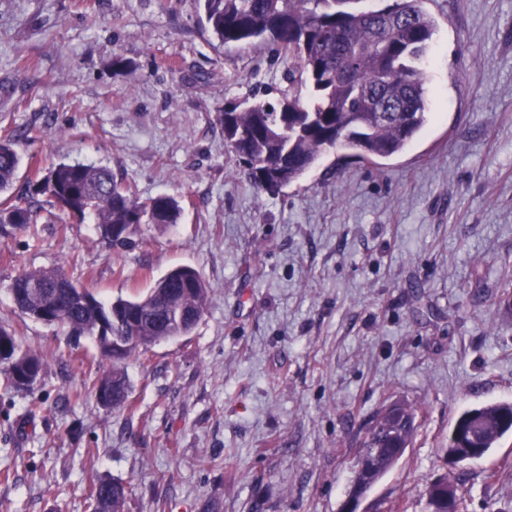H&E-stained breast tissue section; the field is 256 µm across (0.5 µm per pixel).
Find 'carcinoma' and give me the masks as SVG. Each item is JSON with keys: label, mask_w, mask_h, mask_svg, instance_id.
Listing matches in <instances>:
<instances>
[{"label": "carcinoma", "mask_w": 512, "mask_h": 512, "mask_svg": "<svg viewBox=\"0 0 512 512\" xmlns=\"http://www.w3.org/2000/svg\"><path fill=\"white\" fill-rule=\"evenodd\" d=\"M202 24L224 45L269 46L288 59V93L274 104L252 95L228 101L217 121L224 142L245 168L253 187L274 194L301 179L332 148L357 160L376 162L401 154L430 121L431 107L424 67L431 59L439 28L429 0H392L368 10L351 7L356 0H201ZM309 89L301 98L293 86ZM19 134L0 138V195L9 193L20 156ZM30 197H48L51 207L79 220L90 218L114 250L142 243L135 235L112 231L131 224L178 222L182 207L175 198L140 200L125 180L105 166L60 162L44 179L28 186ZM43 207L0 203V224L26 227L37 223ZM15 307L23 314L66 329L76 339L94 337L98 329L132 336L116 357L107 338L98 342L102 358L112 362L94 383L96 395L118 382L125 403L130 381L126 361L145 353L167 336L180 335L171 316L191 313L190 333L206 310L208 288L199 272L177 267L157 280L143 296L106 303L75 284L60 268L20 273L11 283ZM45 361L22 348L14 334L0 326V373L9 385L26 391L28 372L39 377ZM415 410L394 402L370 419L352 471L351 484L374 487L399 462L395 449L407 448L415 432ZM462 446L489 450L512 430V403L491 402L463 412L456 420ZM377 448V456L362 455ZM456 494L453 512H463L471 496L468 476L448 480ZM124 485L100 478L89 487L90 512H121Z\"/></svg>", "instance_id": "carcinoma-1"}]
</instances>
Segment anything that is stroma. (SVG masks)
Listing matches in <instances>:
<instances>
[{
  "label": "stroma",
  "mask_w": 512,
  "mask_h": 512,
  "mask_svg": "<svg viewBox=\"0 0 512 512\" xmlns=\"http://www.w3.org/2000/svg\"><path fill=\"white\" fill-rule=\"evenodd\" d=\"M427 7L425 133L377 165L329 150L268 194L217 115L287 90L286 60L221 44L198 0H0L16 192L80 162L182 206L127 251L64 212L0 226V325L45 359L33 390L0 385V512H89L99 477L125 486L122 512H341L358 433L397 400L416 407L415 434L366 512H423L424 488L461 469L467 512H512V433L448 461L463 410L512 401V0ZM183 265L209 289L205 313L127 362L121 408L92 388L110 366L95 340L22 314L9 291L60 266L101 300L133 298Z\"/></svg>",
  "instance_id": "1"
}]
</instances>
